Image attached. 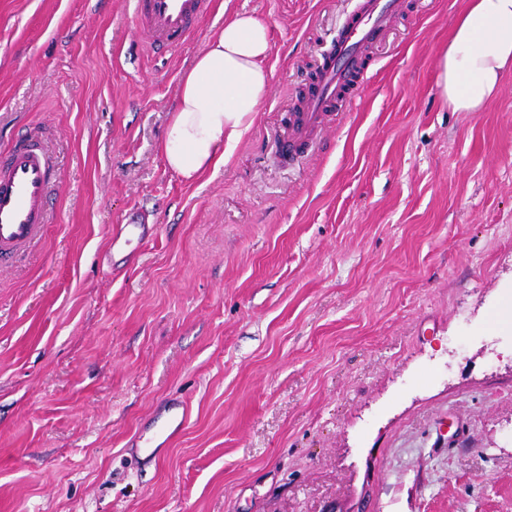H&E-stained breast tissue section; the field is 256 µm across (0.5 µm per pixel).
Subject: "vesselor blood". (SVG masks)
<instances>
[{
    "mask_svg": "<svg viewBox=\"0 0 512 512\" xmlns=\"http://www.w3.org/2000/svg\"><path fill=\"white\" fill-rule=\"evenodd\" d=\"M214 8L215 0H134L133 14L146 47L156 54L185 45ZM398 9L399 0H364L360 17L345 27L298 107L279 146L283 159L293 160L307 150L344 91L364 81V56ZM46 140L45 129L34 126L0 151V263L21 259L46 233L57 173ZM156 233V225L127 218L108 238L106 256L130 260L131 244L149 240ZM186 419V406L170 403L155 415L152 424L170 437L182 431Z\"/></svg>",
    "mask_w": 512,
    "mask_h": 512,
    "instance_id": "1",
    "label": "vessel or blood"
}]
</instances>
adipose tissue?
Listing matches in <instances>:
<instances>
[{"label": "adipose tissue", "mask_w": 512, "mask_h": 512, "mask_svg": "<svg viewBox=\"0 0 512 512\" xmlns=\"http://www.w3.org/2000/svg\"><path fill=\"white\" fill-rule=\"evenodd\" d=\"M268 26L236 13L182 75L162 143L166 166L186 179L229 162L254 125L270 83ZM512 71V0H468L439 60L436 85L456 112L483 111Z\"/></svg>", "instance_id": "obj_1"}]
</instances>
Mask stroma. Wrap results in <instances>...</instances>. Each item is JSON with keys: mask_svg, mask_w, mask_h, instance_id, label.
<instances>
[{"mask_svg": "<svg viewBox=\"0 0 512 512\" xmlns=\"http://www.w3.org/2000/svg\"><path fill=\"white\" fill-rule=\"evenodd\" d=\"M172 54L132 0H0V148L49 132L41 243L0 266V512H512V74L438 94L467 0H401L370 80L280 163L297 96L362 0H221ZM272 76L228 164L161 144L228 14ZM158 232L103 266L113 225ZM189 406L152 457L157 405Z\"/></svg>", "mask_w": 512, "mask_h": 512, "instance_id": "stroma-1", "label": "stroma"}]
</instances>
